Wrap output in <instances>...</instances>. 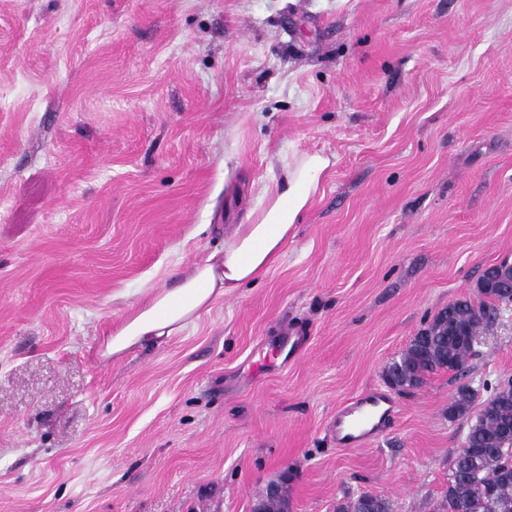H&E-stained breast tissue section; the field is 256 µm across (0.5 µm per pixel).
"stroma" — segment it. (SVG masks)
I'll list each match as a JSON object with an SVG mask.
<instances>
[{"instance_id": "stroma-1", "label": "stroma", "mask_w": 512, "mask_h": 512, "mask_svg": "<svg viewBox=\"0 0 512 512\" xmlns=\"http://www.w3.org/2000/svg\"><path fill=\"white\" fill-rule=\"evenodd\" d=\"M310 154L262 279L103 357ZM505 260L512 0H0V512H251L285 471L291 512H439L448 405L512 378V304L372 445L329 423ZM388 500L371 494H363L337 508V512H390Z\"/></svg>"}]
</instances>
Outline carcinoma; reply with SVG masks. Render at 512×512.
Returning a JSON list of instances; mask_svg holds the SVG:
<instances>
[{"label":"carcinoma","mask_w":512,"mask_h":512,"mask_svg":"<svg viewBox=\"0 0 512 512\" xmlns=\"http://www.w3.org/2000/svg\"><path fill=\"white\" fill-rule=\"evenodd\" d=\"M477 299L456 300L440 310L386 370L387 383L399 390L424 384L432 373H462L473 355L480 331L497 315L493 302L512 303V269L491 266L477 281ZM473 399L467 385L458 387L448 407L465 416ZM444 496L445 512H512V381L493 388L483 412L469 426L465 447L454 453ZM337 512H391L388 500L363 494L338 506Z\"/></svg>","instance_id":"1"}]
</instances>
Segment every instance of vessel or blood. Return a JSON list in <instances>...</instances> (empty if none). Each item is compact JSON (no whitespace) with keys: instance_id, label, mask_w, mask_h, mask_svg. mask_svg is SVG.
<instances>
[{"instance_id":"b4317fda","label":"vessel or blood","mask_w":512,"mask_h":512,"mask_svg":"<svg viewBox=\"0 0 512 512\" xmlns=\"http://www.w3.org/2000/svg\"><path fill=\"white\" fill-rule=\"evenodd\" d=\"M396 401L386 391L372 388L353 398L337 412L331 423L336 444L342 448L368 445L395 416Z\"/></svg>"}]
</instances>
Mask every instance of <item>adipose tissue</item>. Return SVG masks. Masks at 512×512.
Here are the masks:
<instances>
[{
    "instance_id": "ef3b65f1",
    "label": "adipose tissue",
    "mask_w": 512,
    "mask_h": 512,
    "mask_svg": "<svg viewBox=\"0 0 512 512\" xmlns=\"http://www.w3.org/2000/svg\"><path fill=\"white\" fill-rule=\"evenodd\" d=\"M329 164L317 154L290 164L283 184L265 191L248 223L238 225L225 240L223 254L208 256L172 287L130 308L108 339L106 355H120L153 337L178 335L224 293L265 276L294 237L297 219L317 193Z\"/></svg>"
}]
</instances>
